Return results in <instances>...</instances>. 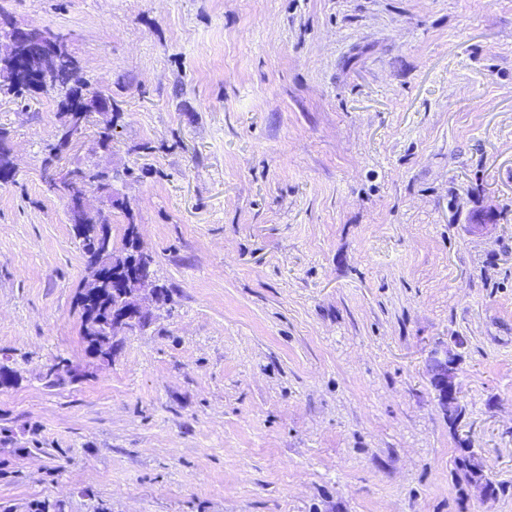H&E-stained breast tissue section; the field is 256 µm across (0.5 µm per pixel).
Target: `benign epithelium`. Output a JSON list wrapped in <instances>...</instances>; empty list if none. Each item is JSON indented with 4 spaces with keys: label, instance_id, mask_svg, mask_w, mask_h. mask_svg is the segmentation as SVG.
<instances>
[{
    "label": "benign epithelium",
    "instance_id": "benign-epithelium-1",
    "mask_svg": "<svg viewBox=\"0 0 512 512\" xmlns=\"http://www.w3.org/2000/svg\"><path fill=\"white\" fill-rule=\"evenodd\" d=\"M7 42V50L0 54V59L10 60L12 67L11 78L19 83L32 88L43 90L49 81V73L33 65V61L47 62L59 56L63 49L65 38L52 31L36 27L19 28L12 27L0 35ZM76 94L72 105L67 108V122L59 127L57 140L61 144V150H67L76 133L82 129L94 114H100L106 119H112V100L98 99L95 107L86 108L81 102L91 93L80 80H75ZM55 159L44 160L51 181L66 200V206L70 217V224L74 233L79 238L86 236L95 238L98 252L88 255L89 276L85 281V287L97 288L109 284L108 274L102 271L106 266V253L112 239V225L103 221L105 213H100V218L88 216V198L93 193L112 197L113 187L109 171L97 169L102 174L94 180L84 177V171L73 167L65 174L58 177L54 171ZM155 283L153 267L147 265L139 270L128 271V277L117 282V289L112 291V328H119L127 323L136 326L148 324L152 314L146 306V302L154 295L149 285ZM106 326V319L98 317L89 321L84 326V333L88 339L102 348V358L109 359L107 348L104 347L105 337L101 329ZM459 364L457 355L446 350L434 352L431 359L432 385L437 398L443 406L460 405V391L455 382L456 370ZM459 453L468 457L476 475L477 484L483 491L489 490L488 477L484 472L481 457L466 442H460Z\"/></svg>",
    "mask_w": 512,
    "mask_h": 512
}]
</instances>
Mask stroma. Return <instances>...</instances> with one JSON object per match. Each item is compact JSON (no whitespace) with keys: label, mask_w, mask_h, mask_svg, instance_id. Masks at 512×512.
<instances>
[{"label":"stroma","mask_w":512,"mask_h":512,"mask_svg":"<svg viewBox=\"0 0 512 512\" xmlns=\"http://www.w3.org/2000/svg\"><path fill=\"white\" fill-rule=\"evenodd\" d=\"M112 97L166 298L89 355L46 180L53 92L0 94V512H512V0H0ZM460 365L451 425L434 350ZM64 357L84 377L48 386ZM494 497L467 482L461 441Z\"/></svg>","instance_id":"obj_1"}]
</instances>
